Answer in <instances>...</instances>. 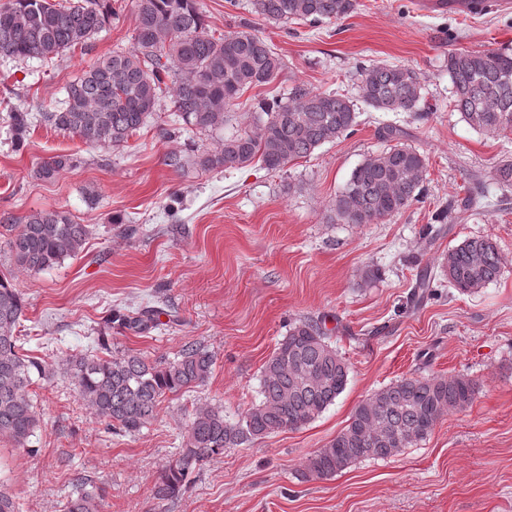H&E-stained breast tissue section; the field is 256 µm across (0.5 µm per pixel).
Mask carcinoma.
<instances>
[{"label":"carcinoma","mask_w":512,"mask_h":512,"mask_svg":"<svg viewBox=\"0 0 512 512\" xmlns=\"http://www.w3.org/2000/svg\"><path fill=\"white\" fill-rule=\"evenodd\" d=\"M267 21L312 24L350 17L358 0H253ZM112 0H10L0 7V53L19 59L51 61L63 52L87 48L89 41L123 17ZM134 45L100 57L65 87L61 107L39 113L40 122L77 136L85 145L119 147L146 125L165 89L173 90L174 111L187 126L211 134L224 130L241 95L274 84L285 63L273 45L250 29L215 34L204 22L197 0H132ZM363 102L380 112H419L423 86L404 66L376 63L359 70ZM448 76L454 107L472 129L496 137L512 131V53L450 51ZM359 112L347 96L315 92L303 83L287 95L258 103L250 120L224 137L221 146L195 154L204 171L239 170L258 160L271 170L310 156L358 125ZM31 113L9 112L16 149L24 146ZM404 131L384 127L387 146L369 156L336 196L332 211L342 224H377L420 201L427 179L425 157L404 144ZM73 155L42 161L35 178L49 181L79 165ZM0 227L16 265L38 273L77 256L90 234L62 211L22 217L3 211ZM442 273L460 294H473L497 281L503 264L490 235L467 238L442 257ZM431 271H420L416 303L433 295ZM25 301L0 277V438L17 446L29 442L39 418L29 397L33 376L48 365L20 353L16 330ZM165 311L146 307L112 313L110 321L138 332L160 324ZM214 356L196 344L184 346L169 362H152L138 353L68 359L79 400L109 432L135 436L156 419L161 399L206 384ZM349 365L328 341L322 322L300 319L277 342L262 367L259 403L235 421L224 409L195 410L180 457L167 466L155 486L163 503L178 498L189 471L224 451L249 446L272 434L299 429L321 415L345 390ZM476 383L464 375L403 377L359 403L347 425L305 464L307 479H326L363 459L401 454L431 435L446 415L469 407ZM105 491L84 477L76 479L65 512H105ZM0 512H21L20 503L0 485Z\"/></svg>","instance_id":"obj_1"}]
</instances>
